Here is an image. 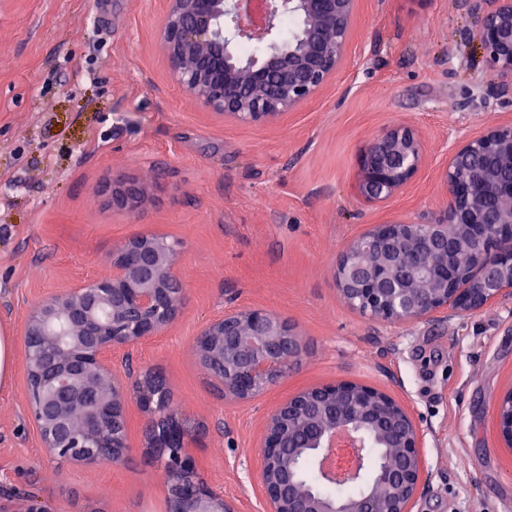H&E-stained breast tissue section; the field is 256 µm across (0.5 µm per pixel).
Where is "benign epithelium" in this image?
<instances>
[{"label":"benign epithelium","mask_w":512,"mask_h":512,"mask_svg":"<svg viewBox=\"0 0 512 512\" xmlns=\"http://www.w3.org/2000/svg\"><path fill=\"white\" fill-rule=\"evenodd\" d=\"M248 0H169L160 26L161 49L175 83L202 109L240 123H267L320 94L341 68L357 20L358 0H266L263 21L252 27ZM491 4L478 41L490 72L512 77V0ZM294 22L291 37L282 22ZM249 40L262 51L245 55ZM423 145L410 125L384 128L357 157L358 194L384 202L403 190L423 163ZM450 201L438 224H378L337 259L343 299H359L379 323L423 320L450 307L471 311L512 288V125L497 126L455 148L443 172ZM144 186L112 179V208L139 214ZM464 224L458 247L448 248V224ZM501 235L488 241L486 228ZM434 259L431 288L398 275L405 247ZM483 248L490 262L470 288L448 282L459 253ZM175 245L138 234L115 245L112 272L40 300L24 327L29 415L42 447L87 469L123 464L129 405L149 412L147 443L161 464L168 512H235L199 470L196 434L160 408L168 385L147 371L138 379L112 372V350L161 333L185 305L187 288L173 267ZM201 366L224 399L248 401L288 378L307 349L297 327L258 308L227 312L194 339ZM501 436L512 443V394L493 404ZM339 431L367 451L385 452L366 468L332 476L324 460ZM258 481L266 512H413L425 476L422 433L404 404L356 381L314 386L289 396L267 416L259 438ZM319 470L325 486L362 478L359 496L327 497L301 478L303 463Z\"/></svg>","instance_id":"1"}]
</instances>
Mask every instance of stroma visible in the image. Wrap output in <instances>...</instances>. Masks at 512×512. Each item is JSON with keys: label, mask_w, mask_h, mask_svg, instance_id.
<instances>
[{"label": "stroma", "mask_w": 512, "mask_h": 512, "mask_svg": "<svg viewBox=\"0 0 512 512\" xmlns=\"http://www.w3.org/2000/svg\"><path fill=\"white\" fill-rule=\"evenodd\" d=\"M167 0H0V501L45 512H168L146 450L148 415L127 414L130 460L89 471L48 455L26 411L24 325L35 303L112 270L113 247L147 233L177 243L187 287L163 333L112 353L114 370L161 371L194 456L240 512H264L257 444L292 393L345 380L402 401L423 433L429 477L415 512H512V447L493 401L512 390V290L470 312L379 324L336 286V258L374 225L431 224L450 196L451 149L512 125V80H487L469 0H359L328 87L274 123L204 111L172 80L159 44ZM405 123L423 142L414 180L382 203L356 190L371 133ZM137 177V216L112 209L113 175ZM295 323L309 353L246 402L212 388L193 341L235 308Z\"/></svg>", "instance_id": "1"}]
</instances>
